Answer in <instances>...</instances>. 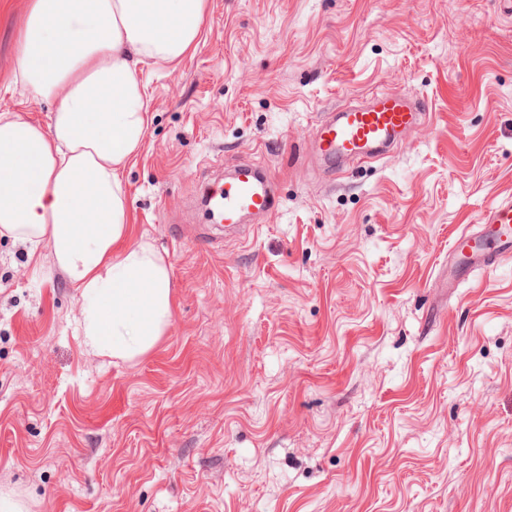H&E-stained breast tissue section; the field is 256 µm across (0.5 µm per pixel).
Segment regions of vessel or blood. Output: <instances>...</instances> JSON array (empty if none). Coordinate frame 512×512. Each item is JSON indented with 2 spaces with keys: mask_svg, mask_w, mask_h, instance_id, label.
I'll list each match as a JSON object with an SVG mask.
<instances>
[{
  "mask_svg": "<svg viewBox=\"0 0 512 512\" xmlns=\"http://www.w3.org/2000/svg\"><path fill=\"white\" fill-rule=\"evenodd\" d=\"M424 110L421 102L404 93H378L365 104L340 109L313 130L318 156L336 171L348 161H372L399 133L415 126ZM208 205L213 219L221 224H239L248 216L271 214L275 207L271 181L253 166H241L230 181L213 192ZM479 222L478 232L466 230L456 236L449 275L491 268L512 259V196L492 203Z\"/></svg>",
  "mask_w": 512,
  "mask_h": 512,
  "instance_id": "vessel-or-blood-1",
  "label": "vessel or blood"
}]
</instances>
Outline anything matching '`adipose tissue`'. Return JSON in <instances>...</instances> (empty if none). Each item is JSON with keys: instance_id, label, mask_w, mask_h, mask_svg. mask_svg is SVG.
<instances>
[{"instance_id": "ef3b65f1", "label": "adipose tissue", "mask_w": 512, "mask_h": 512, "mask_svg": "<svg viewBox=\"0 0 512 512\" xmlns=\"http://www.w3.org/2000/svg\"><path fill=\"white\" fill-rule=\"evenodd\" d=\"M207 0H29L17 77L57 100L48 122L0 113V237L47 246L81 302L86 350L124 362L153 351L172 320L171 266L133 235L122 173L149 128L138 77L196 51Z\"/></svg>"}]
</instances>
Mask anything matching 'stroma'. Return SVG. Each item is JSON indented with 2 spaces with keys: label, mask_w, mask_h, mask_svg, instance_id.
<instances>
[{
  "label": "stroma",
  "mask_w": 512,
  "mask_h": 512,
  "mask_svg": "<svg viewBox=\"0 0 512 512\" xmlns=\"http://www.w3.org/2000/svg\"><path fill=\"white\" fill-rule=\"evenodd\" d=\"M28 0H0V113ZM124 172L175 306L134 362L0 238V490L30 512H512V260L447 286L454 238L512 195V0H208L197 51L144 67ZM375 92L427 120L328 171L311 132ZM260 161L254 234L202 202Z\"/></svg>",
  "instance_id": "35a3bbf8"
}]
</instances>
